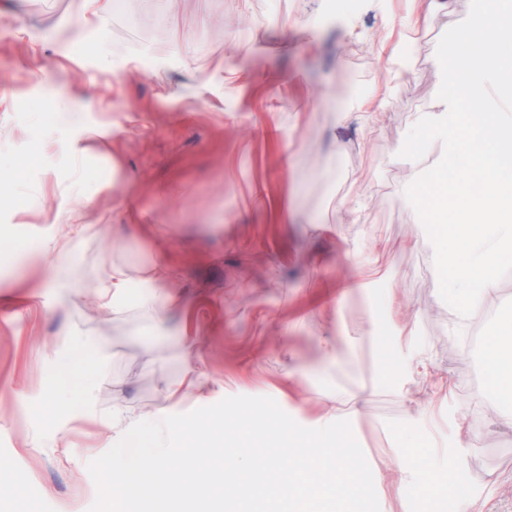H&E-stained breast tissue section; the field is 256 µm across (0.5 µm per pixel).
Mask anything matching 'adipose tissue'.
<instances>
[{"mask_svg": "<svg viewBox=\"0 0 512 512\" xmlns=\"http://www.w3.org/2000/svg\"><path fill=\"white\" fill-rule=\"evenodd\" d=\"M456 36L455 53L438 64L445 85L439 109L422 113L397 159L411 170L426 144L444 148L441 164L425 183L411 182L408 197L429 229L449 302L472 318L497 297L502 260L512 256V0H479ZM477 359L488 378L479 400L512 423V311L499 316ZM466 446L458 440L444 465L398 474L430 496L452 499L455 512H481L476 495L448 480Z\"/></svg>", "mask_w": 512, "mask_h": 512, "instance_id": "obj_1", "label": "adipose tissue"}]
</instances>
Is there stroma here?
Segmentation results:
<instances>
[{
  "label": "stroma",
  "mask_w": 512,
  "mask_h": 512,
  "mask_svg": "<svg viewBox=\"0 0 512 512\" xmlns=\"http://www.w3.org/2000/svg\"><path fill=\"white\" fill-rule=\"evenodd\" d=\"M292 17L317 20L315 46ZM390 30L408 38L378 56ZM452 48L447 17L412 23L408 0H123L93 24L83 0H0V512H88V464L110 446L97 421L114 408L161 419L239 395L308 428L337 400L357 405L376 476L447 455L464 433L451 481L483 512H512V486L487 483L512 475V428L477 403L485 377L469 355L512 309V266L485 318H459L428 246H408L425 226L395 160L436 111L435 60ZM363 94L386 119L340 124L329 99ZM64 105L83 107L80 126L58 125ZM62 237L66 292L42 250ZM161 260L167 308L101 307L112 266L136 285ZM65 351L92 384L70 405ZM413 357L426 370L406 386ZM375 489L380 512H421L417 485Z\"/></svg>",
  "instance_id": "stroma-1"
}]
</instances>
